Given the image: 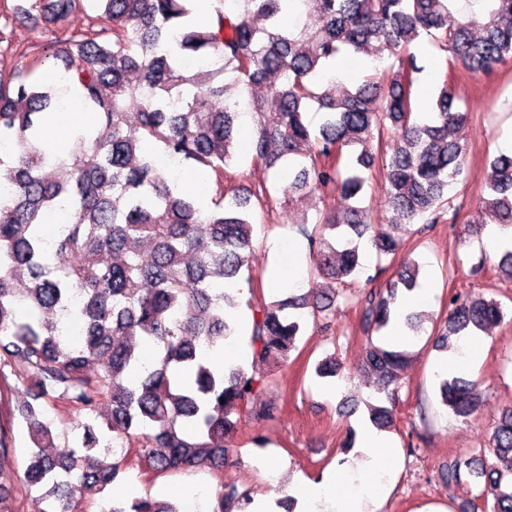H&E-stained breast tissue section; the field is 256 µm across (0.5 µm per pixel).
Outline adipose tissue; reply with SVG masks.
Masks as SVG:
<instances>
[{"instance_id":"1","label":"adipose tissue","mask_w":512,"mask_h":512,"mask_svg":"<svg viewBox=\"0 0 512 512\" xmlns=\"http://www.w3.org/2000/svg\"><path fill=\"white\" fill-rule=\"evenodd\" d=\"M402 467L388 438L359 422L354 448L319 477L294 475L288 487L295 512H380Z\"/></svg>"}]
</instances>
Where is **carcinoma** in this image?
<instances>
[{"mask_svg": "<svg viewBox=\"0 0 512 512\" xmlns=\"http://www.w3.org/2000/svg\"><path fill=\"white\" fill-rule=\"evenodd\" d=\"M91 2L98 29L81 33L66 30L81 0H12L6 13H37L63 33L53 52L63 64L59 82L82 89L85 110L105 121V136L78 130L63 145L50 142L42 116L63 111L66 100L38 81L37 60L21 71L0 67V142L11 141L0 153V174L13 186L0 199V414L18 392L8 375L38 390L36 403L9 412L22 418L34 448L22 473L0 472V504L16 484L50 482L63 488L52 512H74L117 484L126 458L111 456L108 433L155 477L220 471L247 405L268 384L204 356L234 334L241 301L231 285L248 264L256 211L271 206L264 183L245 193L224 184L240 160L243 113L253 121L252 161L288 172L295 189L317 194L321 204L316 223L324 233L309 245L325 283L311 298L253 295L246 302L253 360H285L304 330L299 310L312 309L321 330L331 327L346 278L360 267L355 240L366 236L378 255L401 260L380 287L357 296L364 329L380 334L420 271L399 258L402 243L389 229L417 236L444 219L456 222L451 192L464 181L467 156L456 131L470 108L446 79L428 109L421 107L423 66L414 48L433 44L447 53L450 69L474 74L512 65V0H480L454 24L457 0H236L235 13L218 10L208 24L196 20V0ZM285 14L293 24L282 23ZM367 47L392 62L336 95L331 65ZM313 104L324 117L317 127L306 118ZM155 147L213 177L209 205L180 190L172 171L157 164ZM374 170L387 184L391 216L383 223L371 222L362 206L366 173ZM484 188L471 223L481 230L492 222L512 236V156L488 160ZM338 195L347 201L341 213L329 203ZM56 210L69 211L70 223L48 241L40 226ZM493 269L512 281V247L502 248ZM504 317L501 300L452 291L435 347L455 351ZM66 323L82 341L69 342ZM140 343L159 349L149 368ZM409 359L408 350L378 342L363 359L389 402L368 408L380 431L395 425ZM342 369L329 356L315 373L334 377ZM439 395L464 422L481 403L474 384L457 375L440 378ZM47 406L62 417L76 414L78 447L66 454L46 452ZM465 474L484 479L474 496L484 512H512V407L489 447L457 454L445 481L457 485ZM251 502L249 490L222 482L208 512H247ZM106 512L183 510L148 495Z\"/></svg>", "mask_w": 512, "mask_h": 512, "instance_id": "obj_1", "label": "carcinoma"}]
</instances>
